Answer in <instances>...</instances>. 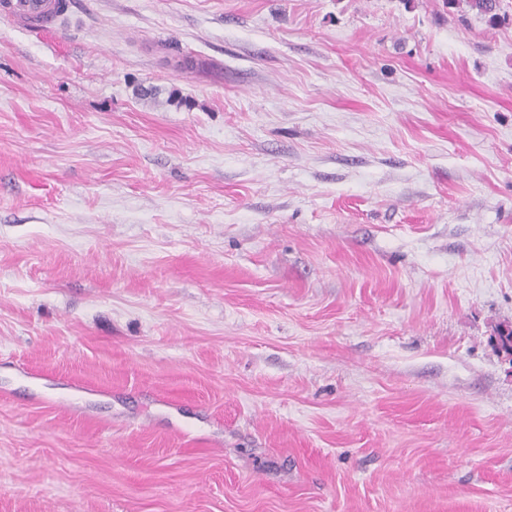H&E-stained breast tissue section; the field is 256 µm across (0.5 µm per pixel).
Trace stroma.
Segmentation results:
<instances>
[{
    "label": "stroma",
    "mask_w": 512,
    "mask_h": 512,
    "mask_svg": "<svg viewBox=\"0 0 512 512\" xmlns=\"http://www.w3.org/2000/svg\"><path fill=\"white\" fill-rule=\"evenodd\" d=\"M0 18V512H512V0Z\"/></svg>",
    "instance_id": "obj_1"
}]
</instances>
